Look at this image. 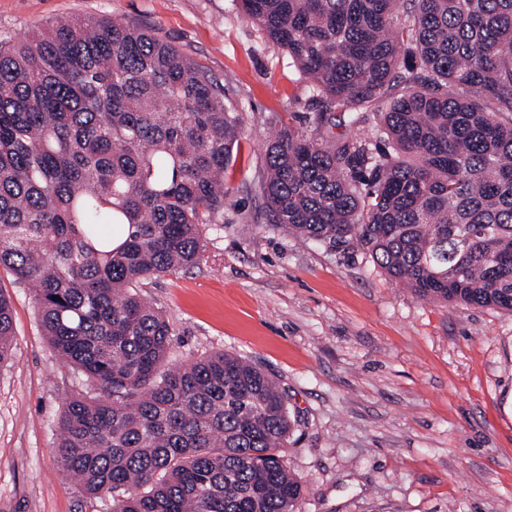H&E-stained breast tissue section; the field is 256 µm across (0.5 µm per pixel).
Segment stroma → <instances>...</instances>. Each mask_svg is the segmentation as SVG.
I'll use <instances>...</instances> for the list:
<instances>
[{
	"instance_id": "stroma-1",
	"label": "stroma",
	"mask_w": 512,
	"mask_h": 512,
	"mask_svg": "<svg viewBox=\"0 0 512 512\" xmlns=\"http://www.w3.org/2000/svg\"><path fill=\"white\" fill-rule=\"evenodd\" d=\"M61 16L155 29L243 114L203 260L138 291L173 329L170 362L224 350L278 383L296 420L295 512H512V313L422 300L368 253L266 223V144L312 132L317 102L241 0H0V40ZM0 291L15 330L0 365V512H94L56 453L58 415L88 386L4 268Z\"/></svg>"
}]
</instances>
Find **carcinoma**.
Returning <instances> with one entry per match:
<instances>
[{
  "mask_svg": "<svg viewBox=\"0 0 512 512\" xmlns=\"http://www.w3.org/2000/svg\"><path fill=\"white\" fill-rule=\"evenodd\" d=\"M242 3L320 103L315 134L267 145V222L358 247L424 300L512 312V0ZM381 101L387 148L329 134ZM242 123L136 23L0 41V267L90 386L56 450L103 512H294L303 495L275 381L224 351L169 364L170 324L136 291L202 261ZM14 336L0 291V364Z\"/></svg>",
  "mask_w": 512,
  "mask_h": 512,
  "instance_id": "cac0c4a2",
  "label": "carcinoma"
}]
</instances>
